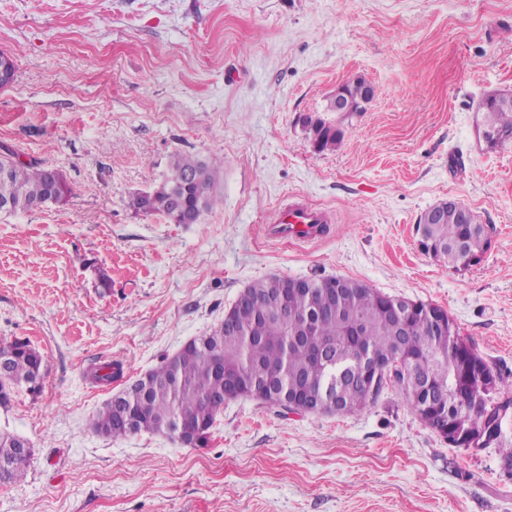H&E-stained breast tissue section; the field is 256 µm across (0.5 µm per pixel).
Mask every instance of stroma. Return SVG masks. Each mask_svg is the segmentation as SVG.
<instances>
[{
    "label": "stroma",
    "instance_id": "stroma-1",
    "mask_svg": "<svg viewBox=\"0 0 512 512\" xmlns=\"http://www.w3.org/2000/svg\"><path fill=\"white\" fill-rule=\"evenodd\" d=\"M0 147L57 168L66 203L0 213V342L29 341L41 394L0 431L33 448L0 512H512L496 449L449 447L390 387L364 412L280 417L227 402L207 447L96 435L92 416L161 356L220 325L252 282L342 276L444 308L512 372V140L479 104L512 92V0H0ZM374 87L334 151L336 85ZM224 165L194 224L133 210L175 154ZM332 214L313 241L269 232L278 205ZM459 201L486 224L480 264L419 246L421 214ZM123 365L109 386L91 367ZM303 123L316 151H334L340 146L343 131L339 125L316 116L304 117Z\"/></svg>",
    "mask_w": 512,
    "mask_h": 512
}]
</instances>
